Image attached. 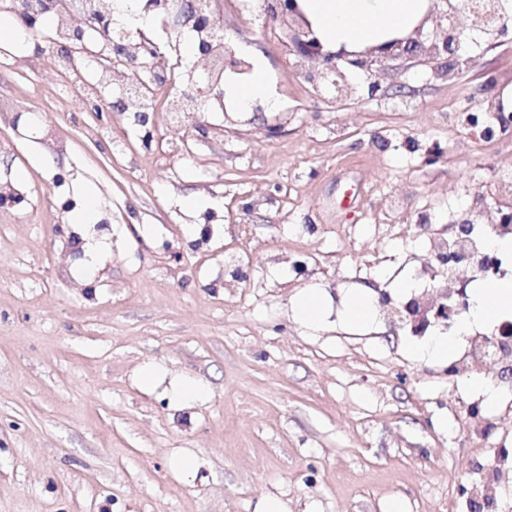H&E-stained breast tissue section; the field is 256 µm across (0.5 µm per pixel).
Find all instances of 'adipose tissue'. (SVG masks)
<instances>
[{"label": "adipose tissue", "mask_w": 512, "mask_h": 512, "mask_svg": "<svg viewBox=\"0 0 512 512\" xmlns=\"http://www.w3.org/2000/svg\"><path fill=\"white\" fill-rule=\"evenodd\" d=\"M424 0H304V11L325 48L360 50L381 43L383 34L410 32L424 13ZM224 89L229 100L241 111H248L254 99L266 98L269 106L277 101L269 91L263 61H256L244 79L228 78ZM296 323L310 333L322 330L327 312L321 289L308 287L299 292L292 306ZM140 386L160 391L175 407L192 406L209 399L211 387L204 380L171 375L167 367L147 362L137 371Z\"/></svg>", "instance_id": "adipose-tissue-1"}]
</instances>
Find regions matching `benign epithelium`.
Returning <instances> with one entry per match:
<instances>
[{
	"instance_id": "1",
	"label": "benign epithelium",
	"mask_w": 512,
	"mask_h": 512,
	"mask_svg": "<svg viewBox=\"0 0 512 512\" xmlns=\"http://www.w3.org/2000/svg\"><path fill=\"white\" fill-rule=\"evenodd\" d=\"M428 8L415 29L361 51L330 52L324 49L300 8V0H277L274 18L297 25L292 30L294 54L298 65L307 66L308 80L315 86L336 90V103L351 98L352 90L345 82V71L360 69L391 79L394 96L404 97L405 85L396 80L402 64L417 61L431 64L442 61L440 75L455 74L464 44V30L479 31L494 38L512 33V17L503 10L501 0H427ZM192 21L198 29L217 25L215 13L199 0H171L163 26L176 27ZM133 31L121 28L112 32L107 44L112 63L145 67L141 61L144 45L132 50Z\"/></svg>"
}]
</instances>
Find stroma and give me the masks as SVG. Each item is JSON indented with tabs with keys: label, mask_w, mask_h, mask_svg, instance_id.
<instances>
[{
	"label": "stroma",
	"mask_w": 512,
	"mask_h": 512,
	"mask_svg": "<svg viewBox=\"0 0 512 512\" xmlns=\"http://www.w3.org/2000/svg\"><path fill=\"white\" fill-rule=\"evenodd\" d=\"M220 21L262 53L278 134L245 112L184 131L163 111L148 131L105 106L71 112L55 98L71 75L22 54L0 82V184L25 197L0 206V512H255L268 495L288 512H512L472 493L484 449L512 438L455 422L447 361L417 355L399 315L410 294H387L373 323L343 317L350 294L411 278L406 256L449 210L500 206L512 132L481 131L512 92V39L468 33L450 81L408 68L406 104L348 72L354 99L336 105L301 76L284 24L240 0ZM86 184L98 202L83 230ZM393 202L407 221L390 231ZM86 231L106 246L89 283L72 250ZM314 285L328 317L312 336L291 304ZM147 361L211 397L170 406L139 386ZM180 449L204 463L194 484L169 468Z\"/></svg>",
	"instance_id": "1"
}]
</instances>
